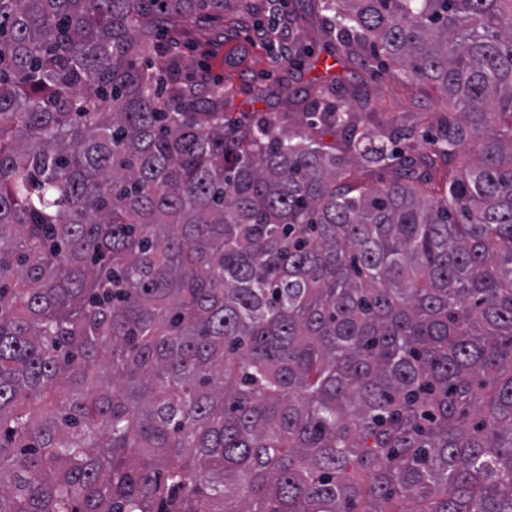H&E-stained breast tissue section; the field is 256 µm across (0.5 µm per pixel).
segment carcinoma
I'll use <instances>...</instances> for the list:
<instances>
[{"label": "carcinoma", "mask_w": 512, "mask_h": 512, "mask_svg": "<svg viewBox=\"0 0 512 512\" xmlns=\"http://www.w3.org/2000/svg\"><path fill=\"white\" fill-rule=\"evenodd\" d=\"M317 9L444 111L244 124L224 0H0V512H512V0Z\"/></svg>", "instance_id": "cac0c4a2"}]
</instances>
